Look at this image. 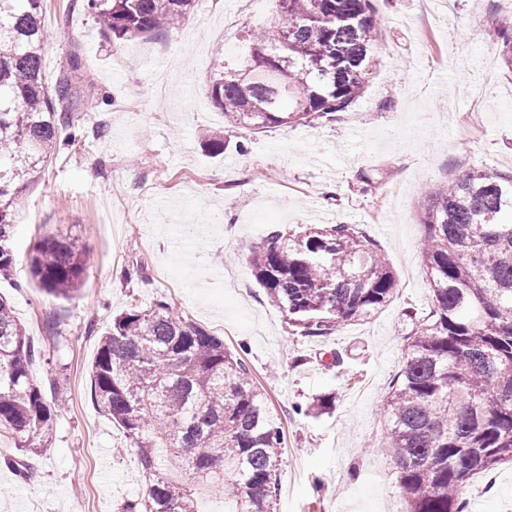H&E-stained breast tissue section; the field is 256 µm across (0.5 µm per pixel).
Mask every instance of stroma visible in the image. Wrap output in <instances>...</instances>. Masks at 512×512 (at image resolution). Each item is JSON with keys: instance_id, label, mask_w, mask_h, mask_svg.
Listing matches in <instances>:
<instances>
[{"instance_id": "stroma-1", "label": "stroma", "mask_w": 512, "mask_h": 512, "mask_svg": "<svg viewBox=\"0 0 512 512\" xmlns=\"http://www.w3.org/2000/svg\"><path fill=\"white\" fill-rule=\"evenodd\" d=\"M46 0L47 81L66 55L84 65L82 139L61 149L22 195L13 280L0 281L42 352L35 381L64 406L30 480L0 463V512H123L145 489L136 448L92 404L89 370L105 326L166 296L249 365L284 432L277 512H404L381 410L405 356L412 317L432 291L417 205L471 168L512 169V73L489 38L512 25V0H373L383 19L361 99L334 122L230 133L249 150L215 156L204 131L224 114L209 88L271 13L265 0H201L167 37L106 41L93 18ZM115 100L99 103L102 93ZM354 224L398 280L393 301L317 338L294 334L231 249L273 227ZM75 240L91 265L77 295L32 282L33 243ZM334 403L315 416L312 399ZM466 512H512V461L470 480Z\"/></svg>"}]
</instances>
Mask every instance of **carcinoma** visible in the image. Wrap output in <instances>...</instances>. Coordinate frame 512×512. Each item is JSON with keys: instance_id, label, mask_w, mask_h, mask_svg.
<instances>
[{"instance_id": "cac0c4a2", "label": "carcinoma", "mask_w": 512, "mask_h": 512, "mask_svg": "<svg viewBox=\"0 0 512 512\" xmlns=\"http://www.w3.org/2000/svg\"><path fill=\"white\" fill-rule=\"evenodd\" d=\"M45 0H0V276L15 265L19 197L55 153L77 140L83 63L69 54L54 84L43 58L52 34ZM199 0H85L107 39L169 35ZM382 20L372 0H272V18L210 85L224 127L256 131L336 120L362 96L379 61ZM512 72V32L494 34ZM430 315L414 320L398 378L383 403L406 512H465L476 474L512 461V171L471 169L418 205ZM270 305L303 336H327L386 305L397 289L386 256L350 224L273 228L240 253ZM89 268L76 242L45 236L32 279L68 298ZM40 355L0 295V431L25 449L28 476L54 410L30 374ZM89 376L96 408L139 449L144 495L125 512H198L174 472L224 494L229 512H275L283 433L248 364L165 298L132 306L100 330ZM163 448L164 456L156 449Z\"/></svg>"}]
</instances>
